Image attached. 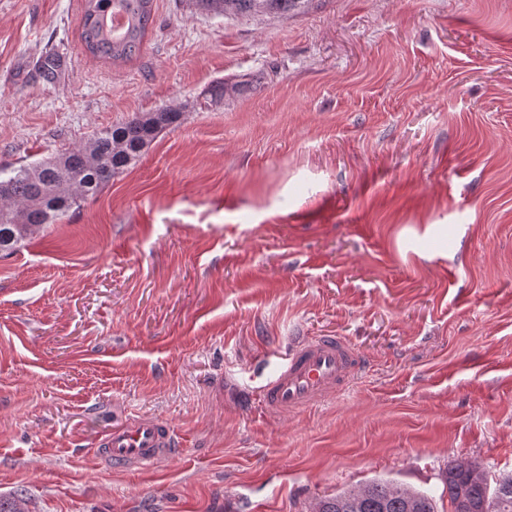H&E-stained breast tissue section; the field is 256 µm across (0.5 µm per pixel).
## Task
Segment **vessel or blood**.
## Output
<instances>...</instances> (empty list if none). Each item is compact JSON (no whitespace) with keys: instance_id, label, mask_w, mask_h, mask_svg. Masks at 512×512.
<instances>
[{"instance_id":"b4317fda","label":"vessel or blood","mask_w":512,"mask_h":512,"mask_svg":"<svg viewBox=\"0 0 512 512\" xmlns=\"http://www.w3.org/2000/svg\"><path fill=\"white\" fill-rule=\"evenodd\" d=\"M366 367L363 354L344 337H302L291 342L279 370L267 380L262 401L269 413L292 414L341 396ZM176 450L171 428L152 419L117 426L100 442L98 453L117 470L154 467Z\"/></svg>"}]
</instances>
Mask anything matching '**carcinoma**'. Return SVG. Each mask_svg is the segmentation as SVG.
Returning <instances> with one entry per match:
<instances>
[{
	"instance_id": "cac0c4a2",
	"label": "carcinoma",
	"mask_w": 512,
	"mask_h": 512,
	"mask_svg": "<svg viewBox=\"0 0 512 512\" xmlns=\"http://www.w3.org/2000/svg\"><path fill=\"white\" fill-rule=\"evenodd\" d=\"M153 0H85L81 41L92 55L126 62L141 52ZM307 0H195L203 10L224 14L257 6L291 12ZM181 113L162 109L135 115L60 156L22 165L0 178V251L12 252L34 229L54 224L100 193L112 177L139 158ZM451 512H512V473L489 478L480 465L457 461L445 473ZM313 512H436L434 495L385 478L336 493Z\"/></svg>"
}]
</instances>
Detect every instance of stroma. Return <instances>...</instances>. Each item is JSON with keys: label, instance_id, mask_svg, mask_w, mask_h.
<instances>
[{"label": "stroma", "instance_id": "1", "mask_svg": "<svg viewBox=\"0 0 512 512\" xmlns=\"http://www.w3.org/2000/svg\"><path fill=\"white\" fill-rule=\"evenodd\" d=\"M83 12L0 0V171L137 114L181 119L0 253V495L311 512L382 477L448 512L450 463L512 472V0H153L120 64L86 51ZM329 333L366 371L268 414L258 390L292 339ZM140 419L179 453L112 470L102 437ZM309 0H195L199 9L213 11L219 14L232 10L235 12L250 11L257 6H263L269 10L288 12L297 9L301 4Z\"/></svg>", "mask_w": 512, "mask_h": 512}]
</instances>
